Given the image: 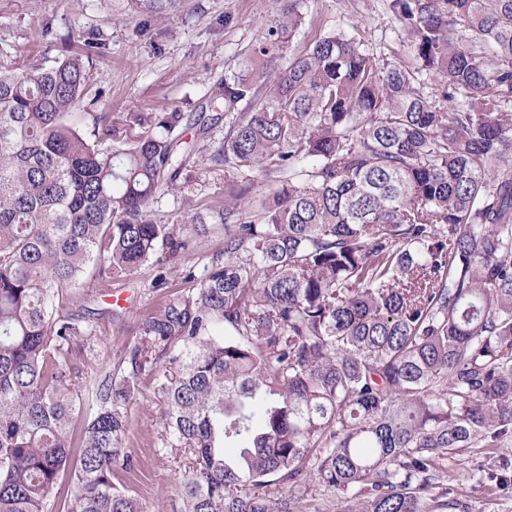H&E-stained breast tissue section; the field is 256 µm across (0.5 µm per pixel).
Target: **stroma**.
<instances>
[{"mask_svg": "<svg viewBox=\"0 0 512 512\" xmlns=\"http://www.w3.org/2000/svg\"><path fill=\"white\" fill-rule=\"evenodd\" d=\"M113 0H0V59L52 65L82 50V37L99 31L105 48L87 67V94L75 113L82 132L103 138L93 116L112 115L120 136L130 129L123 116L137 112L220 115L224 103L215 92L225 76L242 69L244 52L264 34L275 15L276 0H185L183 8L162 18L131 17L113 10ZM390 0H300L304 25L296 45L316 33L356 31L374 56L392 64L414 66L408 34L389 8ZM224 136L215 127L204 136L186 130L196 154L172 193L155 198L154 218L179 223L186 211L211 215L223 207L225 191L246 188L244 209L259 214L271 197L274 179L265 173L227 169L212 155ZM223 225L210 224L206 234L191 235L179 254L158 248L131 275L99 277L89 269L83 285L68 298V312L84 331L76 337L69 360L73 377L96 383L105 376H135L137 385L126 403L125 448L133 467L114 481L129 489L146 512H180V481L185 461L162 451L165 425L154 388L155 372L134 371L131 352L139 344L144 319L170 301L199 288L214 266L224 262ZM497 470L485 449L471 448L448 460V512H512V481L495 479Z\"/></svg>", "mask_w": 512, "mask_h": 512, "instance_id": "35a3bbf8", "label": "stroma"}]
</instances>
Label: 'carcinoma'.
Here are the masks:
<instances>
[{"label": "carcinoma", "mask_w": 512, "mask_h": 512, "mask_svg": "<svg viewBox=\"0 0 512 512\" xmlns=\"http://www.w3.org/2000/svg\"><path fill=\"white\" fill-rule=\"evenodd\" d=\"M390 8L415 69L347 32L293 49L290 3L219 87L213 159L278 187L254 219L227 188L224 265L147 317L131 354L167 362L156 388L163 447L188 460L181 512H300L313 486L357 490L353 512H447L448 456L512 443V0ZM103 46L92 30L52 66L0 60V512H46L65 478L67 512H145L112 481L133 463L129 380L96 386L73 442L82 328L66 301L92 264L121 278L160 245L187 247L150 205L195 149L181 112H129L159 132L107 147L73 127Z\"/></svg>", "instance_id": "carcinoma-1"}]
</instances>
